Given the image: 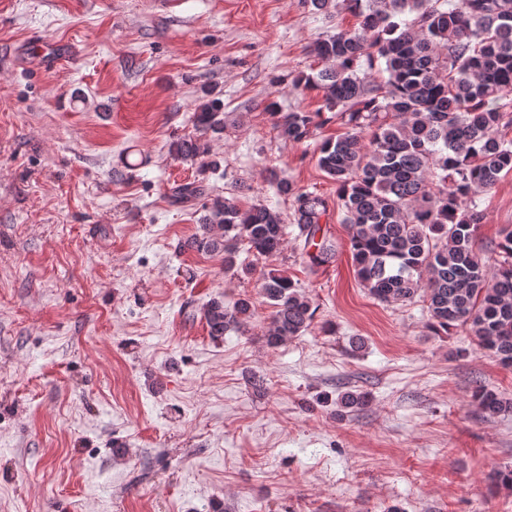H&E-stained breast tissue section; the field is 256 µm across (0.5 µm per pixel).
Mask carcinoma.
<instances>
[{
	"label": "carcinoma",
	"mask_w": 512,
	"mask_h": 512,
	"mask_svg": "<svg viewBox=\"0 0 512 512\" xmlns=\"http://www.w3.org/2000/svg\"><path fill=\"white\" fill-rule=\"evenodd\" d=\"M357 18L316 42L310 54L325 64L306 83L322 91V109L347 132L316 147L317 164L336 182L358 281L380 302L407 305L420 298L429 327L460 328L479 348L512 367V226L501 231L498 260L476 251L483 220L476 197L512 172V127L504 101L512 99V0H311ZM278 134L293 143L312 139L318 112H274ZM202 135L175 141L183 158L209 154L205 134L224 132V104L201 101L193 115ZM279 196L293 198V224L266 205L241 209L232 198L206 206L198 233L182 248L224 255L235 269L239 253L279 256L288 228L297 230L310 266L335 257L322 235L325 200L271 177ZM209 194L207 176L177 186L176 203ZM261 291L271 307L267 346L307 333L317 307L287 271L269 267ZM209 336L244 333L252 303L228 307L213 298L201 309ZM472 400L488 418L512 407L482 384ZM339 403L356 409L367 394L345 392Z\"/></svg>",
	"instance_id": "obj_1"
}]
</instances>
